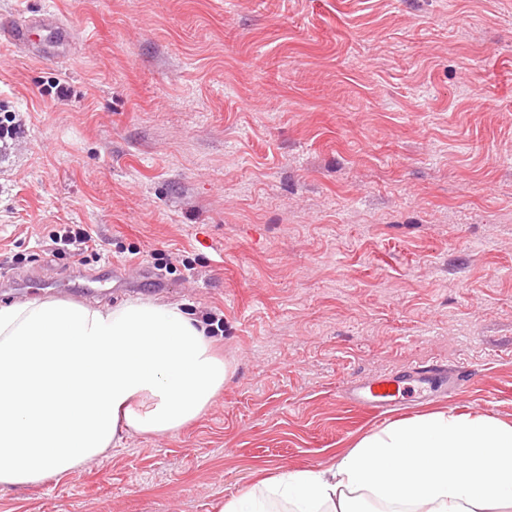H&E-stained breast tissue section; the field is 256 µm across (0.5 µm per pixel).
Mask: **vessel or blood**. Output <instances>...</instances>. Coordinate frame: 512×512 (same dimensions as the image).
<instances>
[{
	"instance_id": "b4317fda",
	"label": "vessel or blood",
	"mask_w": 512,
	"mask_h": 512,
	"mask_svg": "<svg viewBox=\"0 0 512 512\" xmlns=\"http://www.w3.org/2000/svg\"><path fill=\"white\" fill-rule=\"evenodd\" d=\"M78 39V31L66 26L54 12L29 17L23 23L0 31L1 41L23 49L34 60L53 58L60 47ZM440 371L437 365L421 367L403 379L384 377L370 383L350 385L345 394L359 407L386 410L394 407L405 393H432L433 382Z\"/></svg>"
}]
</instances>
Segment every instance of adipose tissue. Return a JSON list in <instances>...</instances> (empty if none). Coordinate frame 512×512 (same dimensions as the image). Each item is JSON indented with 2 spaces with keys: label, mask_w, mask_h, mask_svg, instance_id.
Segmentation results:
<instances>
[{
  "label": "adipose tissue",
  "mask_w": 512,
  "mask_h": 512,
  "mask_svg": "<svg viewBox=\"0 0 512 512\" xmlns=\"http://www.w3.org/2000/svg\"><path fill=\"white\" fill-rule=\"evenodd\" d=\"M233 371L178 304L0 307V489L70 472L132 433L182 429ZM217 512H512V423L450 410L400 420L328 466L261 479Z\"/></svg>",
  "instance_id": "adipose-tissue-1"
}]
</instances>
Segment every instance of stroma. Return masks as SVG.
<instances>
[{
    "mask_svg": "<svg viewBox=\"0 0 512 512\" xmlns=\"http://www.w3.org/2000/svg\"><path fill=\"white\" fill-rule=\"evenodd\" d=\"M0 306L131 298L218 318L235 371L0 512H213L273 472L438 410L512 423V0H0ZM80 224L83 254L48 233ZM469 379L384 415L354 381ZM34 31L45 32L46 37L41 44L31 46ZM0 40L23 49L31 59L43 60L58 57L57 50L79 41V33L66 26L57 13L43 12L1 30Z\"/></svg>",
    "mask_w": 512,
    "mask_h": 512,
    "instance_id": "obj_1",
    "label": "stroma"
}]
</instances>
